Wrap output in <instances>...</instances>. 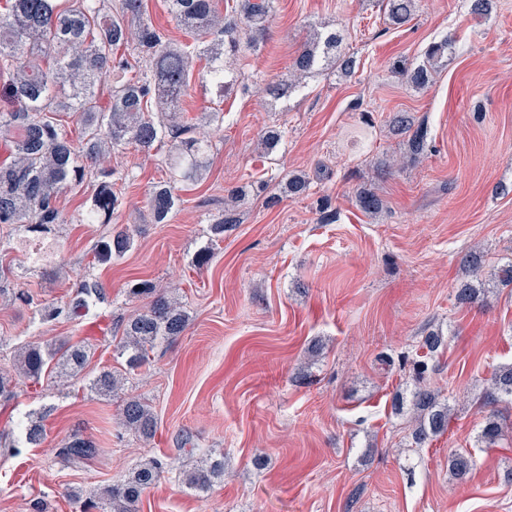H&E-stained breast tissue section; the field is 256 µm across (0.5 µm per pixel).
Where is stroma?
<instances>
[{"instance_id": "obj_1", "label": "stroma", "mask_w": 512, "mask_h": 512, "mask_svg": "<svg viewBox=\"0 0 512 512\" xmlns=\"http://www.w3.org/2000/svg\"><path fill=\"white\" fill-rule=\"evenodd\" d=\"M336 31L355 63L353 76L322 64L284 96L266 88L287 79L313 32ZM453 42L448 60L424 89L411 87L396 60L421 63L427 47ZM237 80L225 92L193 83L189 115L219 110L210 170L179 187L166 223L148 207L151 186L166 178L165 149L129 145L113 152L117 221L135 226L133 248L91 266L106 224H79L97 182L64 189L66 218L54 235L53 272L36 271L11 250L13 287L27 306L0 298V357L37 340L66 339L92 351L83 377L33 393L19 381L0 404V512H79L67 496L123 479L137 461L164 458L169 471L144 496L139 512H512V439L491 448L477 441L483 414L476 396L493 370L512 362V290L494 289L461 306L455 288L461 257L480 248L485 273L512 260V0L485 18L470 0H417L404 25L391 24L386 0H273L268 29L247 53L227 58ZM409 113L427 130L428 150L415 164L384 172L407 145L389 121ZM282 130L272 153L262 133ZM310 177L308 195L288 198V175ZM244 187L237 224L204 266L209 226L228 190ZM380 195L385 211L369 216L359 188ZM97 280L104 299H89L80 320L41 322L35 307L69 301L75 284ZM148 281L187 308L191 321L158 344L149 363L109 400L87 392V377L121 369L115 349L122 323L146 302L129 288ZM446 346L424 357L423 332ZM392 355L386 372L376 357ZM426 360L427 384L449 398L445 434L426 447L408 439V412L394 393L410 395L413 363ZM148 403L158 419L153 439L122 433L115 415L124 398ZM44 419L46 438L22 445L25 416ZM78 433L98 455L67 463L57 450ZM195 447L224 461V481L198 497L179 479ZM470 450L477 462L456 479L448 456Z\"/></svg>"}]
</instances>
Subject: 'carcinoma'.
<instances>
[{
  "label": "carcinoma",
  "mask_w": 512,
  "mask_h": 512,
  "mask_svg": "<svg viewBox=\"0 0 512 512\" xmlns=\"http://www.w3.org/2000/svg\"><path fill=\"white\" fill-rule=\"evenodd\" d=\"M5 0L0 13V67L12 70L11 80L0 94L13 104L0 112V129L12 132L10 161L0 163V224H18L30 233L26 242L31 258L41 269L54 267L57 250L48 234L64 223L56 205L59 193L70 183L83 181L90 168L106 155L129 144L151 150L164 138L171 145L167 153L168 181L154 186L148 195V206L156 221L165 220L179 201L173 185H195L211 165L212 143L204 137H188L193 118L183 109L193 78L194 60L205 62L199 72L201 81L224 90L228 75L224 70V52L228 49L250 48L255 37L266 29L272 11V0H242L238 17L226 19L218 15L213 0H170V9L179 25L192 39L191 45L173 43L163 37L144 19V0H122L119 11L105 9V0ZM388 19L403 25L414 15L415 0H387ZM135 43L150 58L149 69L139 76H128L132 66L125 56L115 51ZM452 48L446 39L431 44L425 51L426 63L413 65L396 62L397 69L408 82L421 88L430 81L432 72L441 67ZM329 60L341 74L353 72L354 60L339 50V39L331 33L300 48L293 59L291 74L299 79L314 70L321 60ZM104 76L112 78L110 104L103 111L96 104L94 87ZM164 112V120L155 121L146 115L148 102ZM72 112L81 126V136L74 140L63 133L53 112ZM397 134L408 136L410 160L415 162L426 148V133L406 112L392 118ZM98 188L85 212L79 214L81 224H108L121 201L112 191V170H96ZM290 196H302L310 190V179L293 174L285 183ZM237 191H228L224 214L210 225L212 235L219 239L238 219L234 203ZM359 209L377 214L383 208L382 198L367 189L356 193ZM136 230L129 224L112 230L97 241L93 263L105 264L122 258L135 243ZM471 277L483 271V254L470 251L462 258ZM11 266L0 258V297L8 288ZM12 292V291H10ZM481 287L463 281L456 291L458 303L478 300ZM134 298H147L145 310L123 326L117 346L131 372L145 365L148 353L157 344L173 340L186 330L187 312L165 294L157 292L148 282L129 289ZM102 297L103 290L95 282L76 284L74 296L62 305H40L37 312L44 322L65 314L80 316L87 299ZM12 298L26 305L33 297L23 291L12 292ZM17 368L34 385L41 384L46 372L61 380L81 371L89 360L85 346L68 342L42 344L28 342L14 355ZM120 387V378L110 369L89 379L86 389L93 395L109 399ZM17 396L12 375L0 369V400L8 402ZM484 405L500 402L512 404V363L498 366L490 378V387L483 396ZM414 412L413 443L423 448L448 429V405L439 392L425 385L412 392ZM120 427L144 439L153 437L158 428L152 408L137 398L124 401L119 412ZM25 444L39 446L43 441L42 419L30 417L20 421ZM512 423L500 409L485 416L478 442L490 448L498 444ZM95 443L80 434L62 440L58 456L67 461L83 462L95 458ZM448 462L454 475H469L476 461L466 453H453ZM166 472V463L159 457L140 461L121 481L85 497L73 495L81 512H138L143 495L157 484ZM179 480L196 494L210 492L224 481V460L205 458L180 473Z\"/></svg>",
  "instance_id": "carcinoma-1"
}]
</instances>
